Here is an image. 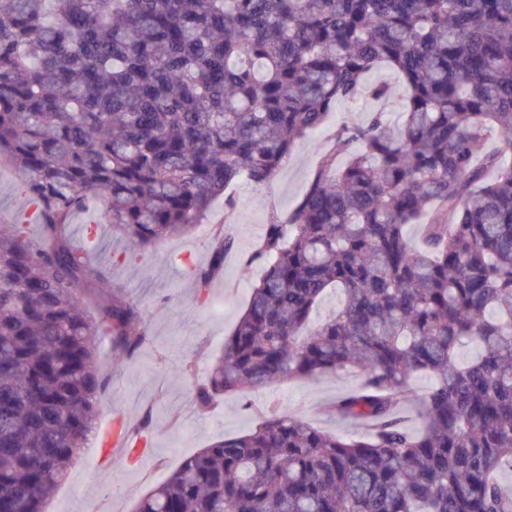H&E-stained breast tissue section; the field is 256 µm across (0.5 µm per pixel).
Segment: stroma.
<instances>
[{
    "instance_id": "obj_1",
    "label": "stroma",
    "mask_w": 512,
    "mask_h": 512,
    "mask_svg": "<svg viewBox=\"0 0 512 512\" xmlns=\"http://www.w3.org/2000/svg\"><path fill=\"white\" fill-rule=\"evenodd\" d=\"M401 97L378 101L361 97L337 104L332 126L360 123L370 113L385 112L397 123ZM326 135L296 144L287 167L265 186L240 183L229 195L232 206L215 202L204 222L224 226L235 246L224 258V272L200 296L192 268L211 261V235L198 229L168 238L144 255L131 257L127 240L113 232L101 206L87 207L74 224L88 220L97 229L90 247L92 265L109 272L125 298L142 309L149 343L130 362L112 366V345L101 338L96 355L109 382L96 404L97 425L85 448L75 456L65 479L46 500L44 512H89L94 501L114 502L113 512H133L138 501L163 482L188 456L217 440L249 428L257 412L269 406L301 418L330 433L356 432V424L341 419L332 404L361 384L357 374H323L312 379L274 385L244 398L219 399L199 410L192 384L171 377L193 364L197 381H205L213 359L241 317L252 285L262 274L250 256L264 231L270 210L288 211L305 191ZM28 204L24 180L15 164L0 161V224H10ZM150 416V438L135 451L108 448L104 434L116 422L138 424Z\"/></svg>"
}]
</instances>
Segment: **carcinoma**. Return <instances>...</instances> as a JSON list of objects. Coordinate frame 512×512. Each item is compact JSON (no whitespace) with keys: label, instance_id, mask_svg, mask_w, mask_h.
I'll list each match as a JSON object with an SVG mask.
<instances>
[{"label":"carcinoma","instance_id":"cac0c4a2","mask_svg":"<svg viewBox=\"0 0 512 512\" xmlns=\"http://www.w3.org/2000/svg\"><path fill=\"white\" fill-rule=\"evenodd\" d=\"M380 64L402 81L398 126L341 124L295 206L269 212L247 259L264 272L196 388L206 409L355 370L332 411L371 431L268 410L135 512H512V0H0V157L41 221L36 240L0 227V512H43L84 448L108 383L97 337L117 368L148 342L73 246L74 213L102 204L134 255L183 234L230 185L270 182L337 102L388 98L366 86ZM233 247L219 227L199 293ZM84 291L103 298L92 319ZM418 374L433 384L409 429Z\"/></svg>","mask_w":512,"mask_h":512}]
</instances>
